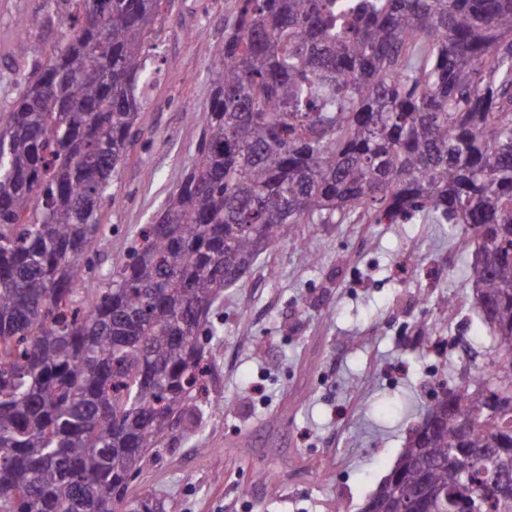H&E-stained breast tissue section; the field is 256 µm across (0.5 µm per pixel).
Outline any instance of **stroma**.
<instances>
[{
	"label": "stroma",
	"instance_id": "obj_1",
	"mask_svg": "<svg viewBox=\"0 0 512 512\" xmlns=\"http://www.w3.org/2000/svg\"><path fill=\"white\" fill-rule=\"evenodd\" d=\"M235 5L175 0L151 42L158 70L115 197L98 213L107 236L97 268L126 261L172 191L171 173L195 163L189 115L210 103L213 48ZM71 10L69 0H0V110L32 66L16 52L19 27L52 53L70 39ZM474 263V247L447 224L299 225L214 306L217 333L203 339L210 410L170 435L132 493L164 500L168 512H361L438 383L457 384L469 357L495 354L467 274ZM419 328L464 337L467 349L410 342ZM267 469L273 478L259 480Z\"/></svg>",
	"mask_w": 512,
	"mask_h": 512
}]
</instances>
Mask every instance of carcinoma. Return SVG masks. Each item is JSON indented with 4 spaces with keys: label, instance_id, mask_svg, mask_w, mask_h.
Here are the masks:
<instances>
[{
    "label": "carcinoma",
    "instance_id": "cac0c4a2",
    "mask_svg": "<svg viewBox=\"0 0 512 512\" xmlns=\"http://www.w3.org/2000/svg\"><path fill=\"white\" fill-rule=\"evenodd\" d=\"M71 2L45 63L20 26L35 66L0 112V512H167L131 484L201 412L212 307L298 225L356 215L473 242L497 349L442 387L376 496L512 512L493 480L512 477V0H237L191 114L197 161L100 276L96 212L174 0Z\"/></svg>",
    "mask_w": 512,
    "mask_h": 512
}]
</instances>
